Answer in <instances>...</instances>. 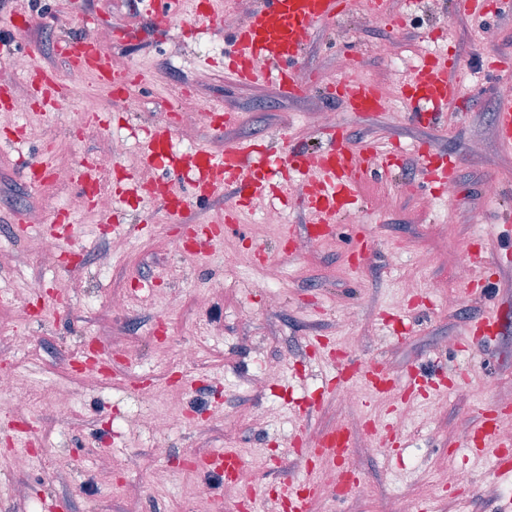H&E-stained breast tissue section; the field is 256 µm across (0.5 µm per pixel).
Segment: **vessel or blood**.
<instances>
[{"instance_id":"1","label":"vessel or blood","mask_w":512,"mask_h":512,"mask_svg":"<svg viewBox=\"0 0 512 512\" xmlns=\"http://www.w3.org/2000/svg\"><path fill=\"white\" fill-rule=\"evenodd\" d=\"M183 0H157L150 12L153 32L167 37L171 22L180 16ZM351 7L349 0H257L256 7L247 20L237 29L228 48L224 51L226 68L243 83L259 79H274L283 94L294 96L301 86L295 74L304 51L302 35L313 27L335 23ZM61 54L72 58L80 72L92 73L98 83L109 90L112 98H121L130 81L128 69L111 65L108 50L94 35L78 39H65L58 45ZM464 65L457 57L449 55L447 47L431 52L413 69L410 81L401 83L399 95L403 101L414 104L415 118L430 122L445 117L449 103L457 98V86L449 81V73L463 72ZM34 98L56 94L61 84L55 75L38 69L30 78ZM330 92L342 100L353 112H380L388 102L381 89L359 78L340 77ZM496 124L500 147L512 151V99L500 100ZM173 125L156 124L148 133V159L166 164L170 180V194L162 203L169 216L181 214L187 207L183 191L186 172L178 154L173 149ZM395 151L371 142L355 143L342 133L331 134L327 147L319 153L288 150L280 158L283 166L293 167L309 183L313 193L309 198L311 227L316 235L329 237L342 213L358 200V187L363 178L376 170L389 171ZM417 164L428 174H448L456 168L453 160H444L432 151L421 148L416 152ZM266 161L258 157L253 144L241 141L225 148L222 154H213L208 148L195 150L194 169L196 199L206 200L232 189L234 203L226 210L223 223L209 226L203 235L217 241L224 235L225 225L237 223L241 207L251 205L266 196ZM198 231H191V238H198ZM336 383L353 381L363 385L378 400H386L395 393L410 394L412 385L386 376L374 364L355 361L337 365L332 372ZM498 420L487 419L476 430L479 451L494 457L498 471L512 472V459L501 455L506 442ZM352 439L343 428L323 434L313 451L321 465H331L345 459ZM208 470L224 475L225 479L238 478L244 467L241 454L233 449L209 456L205 461ZM326 488L319 481L311 480L284 488L280 494L282 506L289 512H306L307 499L325 494Z\"/></svg>"}]
</instances>
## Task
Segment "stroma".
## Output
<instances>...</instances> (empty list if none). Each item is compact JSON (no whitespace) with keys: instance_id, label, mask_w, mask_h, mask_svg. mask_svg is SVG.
<instances>
[{"instance_id":"35a3bbf8","label":"stroma","mask_w":512,"mask_h":512,"mask_svg":"<svg viewBox=\"0 0 512 512\" xmlns=\"http://www.w3.org/2000/svg\"><path fill=\"white\" fill-rule=\"evenodd\" d=\"M387 8L404 18L403 26L372 28L361 8L334 27L311 30L296 71L304 90L287 96L274 81L241 83L225 72L231 27L180 16L172 25L183 36L178 46L154 40L132 0H24L20 6L0 0V33L14 35L17 55L30 57L66 87L42 115L0 114V247L16 257L12 270L0 273V292L21 294L34 278L46 290L36 303L45 323L18 321L10 306L0 307V375L13 373L20 389L40 393L74 377L73 362L85 348L112 355L109 384L88 390L72 414L42 406L29 429L41 454L27 471L0 468V486L20 491L13 499L0 495V512H18L25 503L38 507L46 492L64 500L67 512H195L204 496L223 500L224 512H240L239 503L225 496L223 479L188 468L190 457L241 449L243 485L277 491L308 478L300 454L306 437L339 425L353 437L354 486L338 498L322 496L323 512H391L395 504L424 500L432 512H498L512 498V475L498 474L467 445L485 417L498 414L512 424V153L498 144L494 79L479 72L481 60L512 59V12L479 18L449 0H420L412 9L405 0H388ZM16 13L31 20L19 33L7 24ZM85 14L94 17L95 32L113 56L130 59L133 73L141 75L140 111L114 108L90 77L71 80L56 43L82 35ZM481 25L490 27L494 40H480ZM434 32L467 65L447 127L408 119L392 93L383 112H350L325 93L341 59L349 62V74L379 87L406 78L435 49ZM391 38L398 42L396 57L375 55V44ZM179 83L187 89L177 97ZM91 91L101 102L95 124L76 116ZM204 104L221 106L232 122L219 132L198 123L196 110ZM318 108L332 112L335 128L349 140L397 144L406 157L395 175L361 184L360 209L339 219L333 238L312 242L307 198L297 193L284 202L254 204L226 229L217 243L221 251L245 255L257 244L282 271L277 306L252 288L251 262L229 271L218 259L177 249L188 227L222 220L232 191L190 204L172 223L155 217L152 199L125 190L138 180L143 127L174 117L178 149L187 132L218 154L244 139L262 149L293 136L316 149L325 133L312 120ZM114 139L126 143L128 154L110 185L118 201L105 216L83 198L77 174ZM423 146L460 159L451 174L455 195L442 193L418 168L415 152ZM42 155L52 166L68 167L66 186L52 179L37 188L27 184L18 157ZM489 181L499 187L492 198L484 195ZM39 199L70 215L71 267L46 264L28 250V234L46 229L32 221ZM269 210L281 215V223H261ZM116 237L130 247L103 263L104 244ZM359 244L365 248L360 259L353 254ZM418 251L429 253L427 265L415 263ZM472 252L484 265L459 278ZM116 296L128 297L129 308L111 311L107 303ZM490 309L508 323L493 341L471 331ZM17 330L32 338L25 361L6 342ZM188 345L201 349L202 366L179 362ZM330 351L380 364L417 386L391 408L365 396L342 403L327 380ZM271 360L279 363L277 374L260 379ZM165 384L173 390L170 406L184 419L170 430V453L160 461L151 432L130 428L128 420L136 413L164 414L170 406L147 407L141 395ZM431 405L437 414L428 413ZM410 408L419 420L414 430L401 425ZM389 428L396 444L386 453L376 442ZM130 453L139 456V468H125ZM105 455L112 472L95 479ZM160 466L171 472L163 484L152 480ZM451 469L466 473L467 482L448 481Z\"/></svg>"}]
</instances>
